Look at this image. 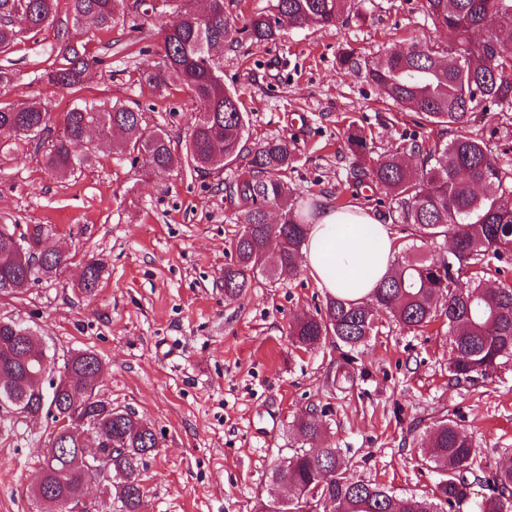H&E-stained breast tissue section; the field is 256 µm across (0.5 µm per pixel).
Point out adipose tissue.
<instances>
[{
  "mask_svg": "<svg viewBox=\"0 0 512 512\" xmlns=\"http://www.w3.org/2000/svg\"><path fill=\"white\" fill-rule=\"evenodd\" d=\"M395 252L388 225L357 205H323L302 247L304 266L318 288L353 303L370 301L391 271Z\"/></svg>",
  "mask_w": 512,
  "mask_h": 512,
  "instance_id": "ef3b65f1",
  "label": "adipose tissue"
}]
</instances>
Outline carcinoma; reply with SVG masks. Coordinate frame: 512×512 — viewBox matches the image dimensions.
<instances>
[{
	"label": "carcinoma",
	"instance_id": "obj_1",
	"mask_svg": "<svg viewBox=\"0 0 512 512\" xmlns=\"http://www.w3.org/2000/svg\"><path fill=\"white\" fill-rule=\"evenodd\" d=\"M56 0H0V52L9 50L23 35L38 33L54 21ZM350 0H276L273 11L260 12L241 28L224 15V0H134L143 14L157 18L174 7L179 21L163 32L162 65L149 76L157 89L169 83L186 88L197 103L191 116L184 149L177 154L162 130L148 133L139 108L78 100L65 113L62 129L45 155V166L57 177H67L88 160L87 132L122 135L129 153L143 155L148 167L170 169L186 164L193 169L222 170L248 152V176L228 186L240 201L243 230L231 244L224 265V296L238 300L261 271L275 279L300 272L306 216L298 209L297 193L285 181L293 165V149L286 139H272L245 150L246 113L236 93L224 87V46L244 39L273 41L282 27L314 24L331 27L342 20ZM426 13L447 32L445 47L409 44L385 54L378 62L346 51L340 64L365 70L381 95L399 108H408L422 123L454 137L442 144L411 142L363 162L368 150L361 133L348 136L353 177L381 187L387 204L382 220L413 227L421 243L451 239L448 261L410 258L395 265L375 289L369 303L356 304L328 296L324 309L297 319L288 335L305 349L330 340L345 347L343 355L361 348L385 315L409 329L427 327L438 318L448 324L455 356L449 379L468 381L487 376L512 359V287H492L482 278L463 286V271L487 256L512 254V167L500 165L487 145L466 133L474 110L491 112L512 105V42L499 33L512 30V0H425ZM73 26L78 30H109L125 19L128 0H71ZM58 65L47 73L53 85L79 91L89 67L98 63L85 55L76 36L59 46ZM50 132L47 110L32 100L23 106L0 103V137L40 140ZM419 165L409 164V157ZM281 212L280 223L270 224L267 210ZM18 225L0 224V294L20 295L32 285L57 275L68 263L62 250H38L41 232L17 234ZM281 245L269 253L270 238ZM103 263L90 258L81 286L96 288ZM98 355L80 350L64 362L59 377H50L49 356L28 328L0 320V395L21 402V416L46 413L55 422L54 438L44 448V478L32 494L56 512L65 500L76 512H85V485L103 483L114 492L122 512H141V475L145 458L157 448L153 427L133 410H116L95 393ZM307 443L319 438L323 425L307 411L292 422ZM100 437L97 468L83 460L85 434ZM428 457L438 475L443 499L426 494L401 496L371 481L357 479L338 448L326 447L317 457L303 446L288 463H278L271 482L282 485L288 497L260 502L259 512H318L329 499L335 512H460L471 502L473 483L480 480L494 494L483 498L475 512H512V465L481 470L474 475L476 453L457 424L447 417L427 432Z\"/></svg>",
	"mask_w": 512,
	"mask_h": 512
}]
</instances>
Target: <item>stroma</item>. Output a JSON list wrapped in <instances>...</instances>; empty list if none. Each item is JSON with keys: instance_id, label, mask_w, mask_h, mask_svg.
I'll return each mask as SVG.
<instances>
[{"instance_id": "obj_1", "label": "stroma", "mask_w": 512, "mask_h": 512, "mask_svg": "<svg viewBox=\"0 0 512 512\" xmlns=\"http://www.w3.org/2000/svg\"><path fill=\"white\" fill-rule=\"evenodd\" d=\"M351 6L352 17L334 27H287L274 41L224 49V84L248 114L247 147L288 139L295 163L287 181L304 189L298 203L312 214L326 203L375 213L385 198L347 179L349 125L365 129L376 155L439 136L338 57L350 47L375 61L405 41L446 43L445 32L422 0ZM175 17L132 10L111 30L85 33L86 53L99 63L76 95L43 78L73 27L70 0H57L51 25L0 54L13 76L0 101L42 100L55 131L76 97L135 102L144 128L164 129L181 149L197 105L181 85L158 90L147 80L160 61L159 29ZM467 132L512 166V107L475 114ZM240 171L236 163L210 173L151 171L113 139L95 142L90 162L65 180L46 170L35 144L0 153V223L41 228L44 244L71 257L25 294L0 295V318L29 327L54 366L77 350L97 353L100 395L153 426L158 446L142 474L141 512H257L271 468L300 445L290 423L308 409L322 420L324 441L343 449L350 474L399 494L433 492L437 475L423 445L445 415L471 438L482 465L512 461V361L491 376L451 382L442 321L411 331L381 319L347 364L331 343L303 351L288 334L292 321L325 305L307 274H260L240 300L225 299L224 265L242 229L225 187ZM92 256L104 268L88 294L80 274ZM52 430L44 415L0 429V512H44L30 489Z\"/></svg>"}]
</instances>
